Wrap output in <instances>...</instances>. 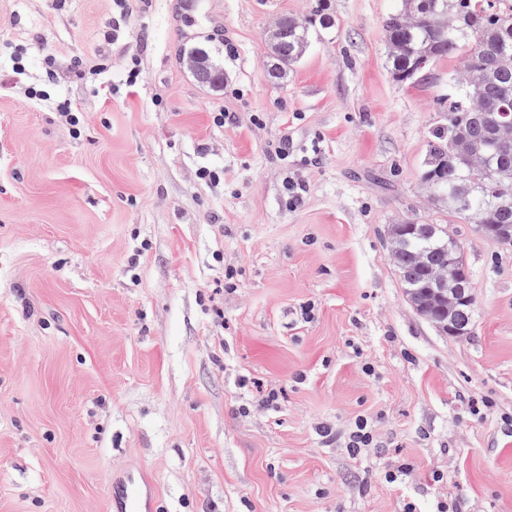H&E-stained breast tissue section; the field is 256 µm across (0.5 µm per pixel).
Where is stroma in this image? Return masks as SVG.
Wrapping results in <instances>:
<instances>
[{"instance_id":"35a3bbf8","label":"stroma","mask_w":512,"mask_h":512,"mask_svg":"<svg viewBox=\"0 0 512 512\" xmlns=\"http://www.w3.org/2000/svg\"><path fill=\"white\" fill-rule=\"evenodd\" d=\"M184 3L0 0V512H112L127 471L164 512H512V247L456 225L464 337L386 248L390 224L448 221L422 172L457 60L396 82L397 0H329L282 83L267 29L315 0ZM199 44L220 90L181 65ZM18 81L81 108V135Z\"/></svg>"}]
</instances>
